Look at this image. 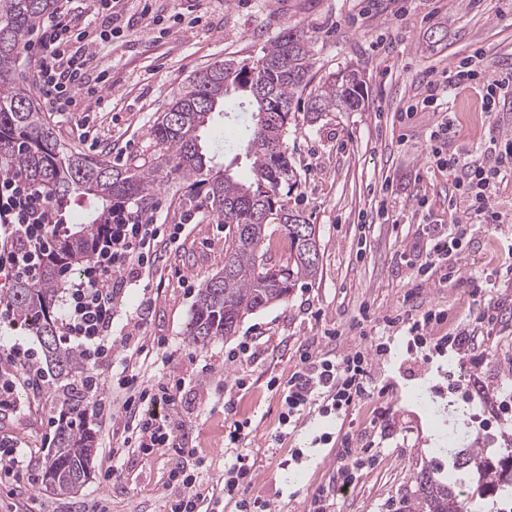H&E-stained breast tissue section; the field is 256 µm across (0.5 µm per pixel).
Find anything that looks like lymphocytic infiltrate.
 Wrapping results in <instances>:
<instances>
[{"mask_svg":"<svg viewBox=\"0 0 512 512\" xmlns=\"http://www.w3.org/2000/svg\"><path fill=\"white\" fill-rule=\"evenodd\" d=\"M125 0H97L93 30H77L64 10H57L41 26L28 53L37 63L40 96L51 112H66L86 85L94 61L96 42L123 32ZM430 154L454 175L455 196L468 223L497 225L501 215L491 199L506 177L512 176V137H492L488 146L472 158L461 157L448 136L447 126L429 135ZM50 199L46 189L32 188L14 174L0 177V235L11 239L12 249L0 251V272L14 277L37 276L48 256L55 229L48 221ZM166 230L160 224H115L98 242L92 257L80 271H66L67 297L59 318L61 340L81 352L93 365L112 352V298L125 285L126 276L153 272L157 247ZM15 369L11 378L0 377V410L15 405L17 384L43 388L46 379L37 366L33 349L13 345L4 353ZM141 352L125 355L117 380L119 406L93 400L90 410L100 416L121 413L127 434L113 457L123 449L142 454L166 445L172 434L163 409L171 404L180 383L142 384ZM357 351L331 360L303 353L301 366L288 388V406L323 401L324 412L341 413L371 390V362Z\"/></svg>","mask_w":512,"mask_h":512,"instance_id":"f902f5d3","label":"lymphocytic infiltrate"}]
</instances>
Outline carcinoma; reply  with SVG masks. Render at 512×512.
<instances>
[{
  "instance_id": "cac0c4a2",
  "label": "carcinoma",
  "mask_w": 512,
  "mask_h": 512,
  "mask_svg": "<svg viewBox=\"0 0 512 512\" xmlns=\"http://www.w3.org/2000/svg\"><path fill=\"white\" fill-rule=\"evenodd\" d=\"M56 0H0V176L22 172L29 181L47 188L55 215L71 203H84L80 230L58 223L54 259L38 281L15 280L0 289L14 319L39 338L56 388L62 399L65 422L54 454L45 464L42 483L59 494L77 492L88 480L96 447L93 433L84 426L90 398L87 369L78 354L59 339L56 265L74 267L89 256L94 238L116 222L154 212L156 185L174 178L187 184L179 205L208 209L223 224L232 225L224 268L201 285L190 323L195 345L231 336L245 316L285 300L301 279H314L319 258L308 254L302 235L314 239L316 227L288 208V194L297 185L295 167L283 148L294 98L312 82L311 40L298 30L279 32L254 61L222 60L196 75L152 127L157 150L148 159H133L114 166L60 144L26 86L16 77L18 59L33 29L55 9ZM248 70L255 73L265 93L240 90L251 106V124L244 127L247 158L253 181L243 183L206 164L198 131L222 115L225 88L236 85ZM365 101L364 81L356 70L345 69L309 93V112H355ZM276 220L288 239V263L270 274L264 264V246L271 241L269 224ZM469 432L455 434L453 446L441 439L438 451L448 457L453 476L468 480L472 496L460 499L458 481L441 476L436 467H424L415 478V512H473L474 497L498 490L512 501V455L498 461L482 448H466Z\"/></svg>"
}]
</instances>
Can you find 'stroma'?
Here are the masks:
<instances>
[{"label": "stroma", "instance_id": "obj_1", "mask_svg": "<svg viewBox=\"0 0 512 512\" xmlns=\"http://www.w3.org/2000/svg\"><path fill=\"white\" fill-rule=\"evenodd\" d=\"M155 14L201 16L163 34L138 7L129 8L125 36L98 47L97 68L108 79L90 81L96 96L80 95L75 111L52 118L60 143L72 150L122 165L154 150L151 129L195 73L224 59H256L286 27L312 39L315 78L358 70L366 83L365 105L355 112H307L306 99L293 104L283 141L301 181L288 196L289 208L316 227L319 273L298 283L284 301L246 316L234 336L194 345L187 328L201 285L224 266L228 225L198 209L191 224L172 203L176 186L157 187L154 223L177 229L159 245L163 281L148 312H141L145 279L131 278L112 300V338L117 356L94 367L99 396L112 397L124 349L136 348L131 326L152 340L148 382L178 381L182 389L169 407L177 424L173 443L145 456L126 453L113 462L124 436V418L102 421L87 415L96 437L91 478L77 493L59 495L40 475L57 433L61 404L52 393L32 398L16 389L23 412L0 413V445L17 448L23 470L0 477V512H169L167 483L172 469L194 449L203 465L199 492L220 489L224 466L234 456L229 433L241 422L239 447L254 460L252 492L277 512H308L323 499L327 512H405L414 478L423 466L447 469L436 454L438 440L453 425L468 427L491 455L512 449V417L500 402L512 394V182H503L491 204L502 215L497 228L461 224L450 199L452 175L429 155V130L448 120L460 156L492 136L512 131V98L495 114L483 110L481 85L455 90L445 112L423 103L427 76L441 78L482 50L486 80L512 75V0H154ZM106 106L94 111L96 98ZM233 112L201 133L207 156L227 165L239 180L252 176L244 146L226 150L250 119ZM386 212H379V205ZM452 228L462 247L448 257L459 269L453 279L435 270L419 277L413 259L425 255L428 228ZM443 311L422 342L399 318ZM469 327L471 348L437 351L436 342ZM253 355L230 361L242 343ZM389 349L375 362L378 385L345 415L298 411L283 424L288 386L302 349L319 355ZM469 391L461 399L449 380ZM365 449V467L355 484H336L343 445Z\"/></svg>", "mask_w": 512, "mask_h": 512}]
</instances>
